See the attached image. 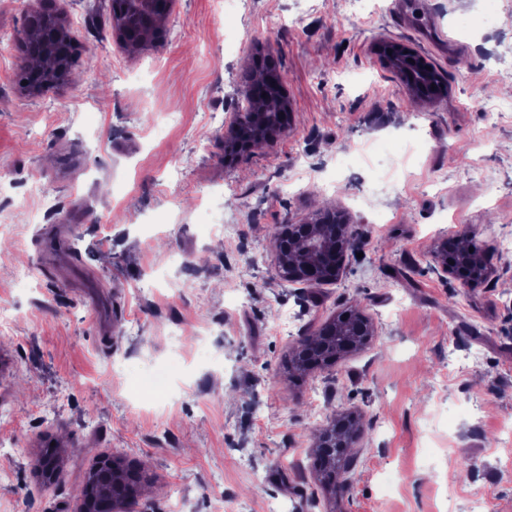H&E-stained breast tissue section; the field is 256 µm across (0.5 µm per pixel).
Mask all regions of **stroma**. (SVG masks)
Wrapping results in <instances>:
<instances>
[{"instance_id": "stroma-1", "label": "stroma", "mask_w": 512, "mask_h": 512, "mask_svg": "<svg viewBox=\"0 0 512 512\" xmlns=\"http://www.w3.org/2000/svg\"><path fill=\"white\" fill-rule=\"evenodd\" d=\"M93 2L59 0L73 73L33 96L17 35L38 2L0 0V512H78L104 456L147 474L131 512H512V111L484 113L512 90V0L490 24L482 0H175L137 50ZM385 40L445 95L415 101ZM260 62L288 130L225 157ZM328 209L357 233L340 277L281 280L275 230ZM46 226L76 257L47 250ZM446 239L495 277L431 271ZM353 307L369 344L290 377L297 340ZM343 413L362 432L332 490L310 463Z\"/></svg>"}]
</instances>
